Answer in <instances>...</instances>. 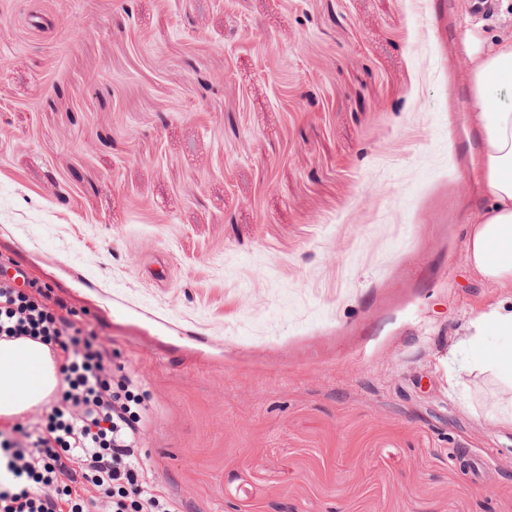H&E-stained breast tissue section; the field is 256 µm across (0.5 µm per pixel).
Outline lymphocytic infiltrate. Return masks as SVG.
<instances>
[{"instance_id":"1","label":"lymphocytic infiltrate","mask_w":512,"mask_h":512,"mask_svg":"<svg viewBox=\"0 0 512 512\" xmlns=\"http://www.w3.org/2000/svg\"><path fill=\"white\" fill-rule=\"evenodd\" d=\"M50 300L49 289L0 276V340L50 345L60 374L47 405L0 430V512H175L143 478L144 397Z\"/></svg>"}]
</instances>
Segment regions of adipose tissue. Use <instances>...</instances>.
<instances>
[{
    "label": "adipose tissue",
    "mask_w": 512,
    "mask_h": 512,
    "mask_svg": "<svg viewBox=\"0 0 512 512\" xmlns=\"http://www.w3.org/2000/svg\"><path fill=\"white\" fill-rule=\"evenodd\" d=\"M469 78L484 140L481 191L484 206L467 226L466 262L499 292L496 302L471 318L457 348L470 354V370L490 374L503 395L493 418L512 428V39L490 45L471 59ZM501 342L489 346L488 337ZM50 348L20 338L0 340V417L11 418L53 396L59 379Z\"/></svg>",
    "instance_id": "1"
}]
</instances>
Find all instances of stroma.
I'll list each match as a JSON object with an SVG mask.
<instances>
[{
  "instance_id": "stroma-1",
  "label": "stroma",
  "mask_w": 512,
  "mask_h": 512,
  "mask_svg": "<svg viewBox=\"0 0 512 512\" xmlns=\"http://www.w3.org/2000/svg\"><path fill=\"white\" fill-rule=\"evenodd\" d=\"M0 256L149 405L179 512H512L467 65L512 0H0ZM482 460L480 472L460 468Z\"/></svg>"
}]
</instances>
